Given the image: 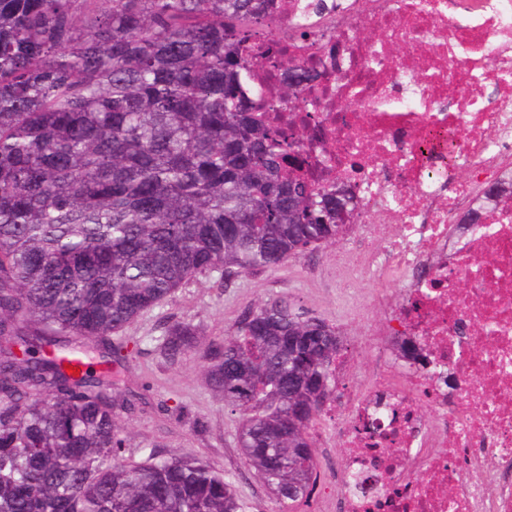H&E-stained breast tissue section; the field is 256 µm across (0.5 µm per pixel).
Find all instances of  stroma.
Instances as JSON below:
<instances>
[{
	"label": "stroma",
	"mask_w": 512,
	"mask_h": 512,
	"mask_svg": "<svg viewBox=\"0 0 512 512\" xmlns=\"http://www.w3.org/2000/svg\"><path fill=\"white\" fill-rule=\"evenodd\" d=\"M336 251V245H323L278 267L242 273L226 283L215 272L198 276L162 307L126 328L125 338L138 342L140 351L113 364L112 382L143 398L134 412L121 415L127 454L138 459L144 449L156 446L168 454L198 456L233 482L243 512H285L249 472L236 446L242 416L225 408L223 400L205 385L198 353L189 352L178 364L168 366L152 339L175 321L202 328L208 338L221 339L245 310L269 296L287 295L342 332L348 364L337 374L336 385L357 388L371 375L374 354L360 348V327L351 321L349 305L354 299L369 298L374 287L368 282L356 288L331 285L327 272Z\"/></svg>",
	"instance_id": "35a3bbf8"
}]
</instances>
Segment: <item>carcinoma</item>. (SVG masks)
Wrapping results in <instances>:
<instances>
[{"label":"carcinoma","mask_w":512,"mask_h":512,"mask_svg":"<svg viewBox=\"0 0 512 512\" xmlns=\"http://www.w3.org/2000/svg\"><path fill=\"white\" fill-rule=\"evenodd\" d=\"M254 0H0V512H242L199 457L124 455L132 407L77 355L206 272L275 268L343 233L335 197L286 170L299 151L239 94ZM285 66L299 96L305 63ZM206 385L243 415L237 443L289 507L318 480L308 430L335 397L343 341L288 297L217 342L175 322ZM78 374L67 372L72 362Z\"/></svg>","instance_id":"cac0c4a2"}]
</instances>
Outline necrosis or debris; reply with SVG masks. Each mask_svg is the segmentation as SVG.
I'll use <instances>...</instances> for the list:
<instances>
[{"mask_svg":"<svg viewBox=\"0 0 512 512\" xmlns=\"http://www.w3.org/2000/svg\"><path fill=\"white\" fill-rule=\"evenodd\" d=\"M255 2L272 23L240 45L242 91L299 141L308 180L353 192L362 232L336 279L379 285L354 309L366 346L421 354L382 355L337 397L333 512H512V195L483 205L512 180V0ZM290 58L314 74L292 108ZM434 128L454 157L420 153Z\"/></svg>","mask_w":512,"mask_h":512,"instance_id":"necrosis-or-debris-1","label":"necrosis or debris"}]
</instances>
